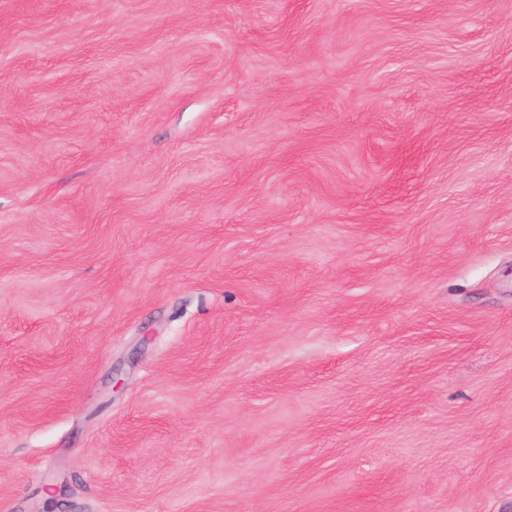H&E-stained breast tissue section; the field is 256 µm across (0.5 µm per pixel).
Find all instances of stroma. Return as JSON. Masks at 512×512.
I'll return each mask as SVG.
<instances>
[{"instance_id": "35a3bbf8", "label": "stroma", "mask_w": 512, "mask_h": 512, "mask_svg": "<svg viewBox=\"0 0 512 512\" xmlns=\"http://www.w3.org/2000/svg\"><path fill=\"white\" fill-rule=\"evenodd\" d=\"M0 512H512V0H0Z\"/></svg>"}]
</instances>
